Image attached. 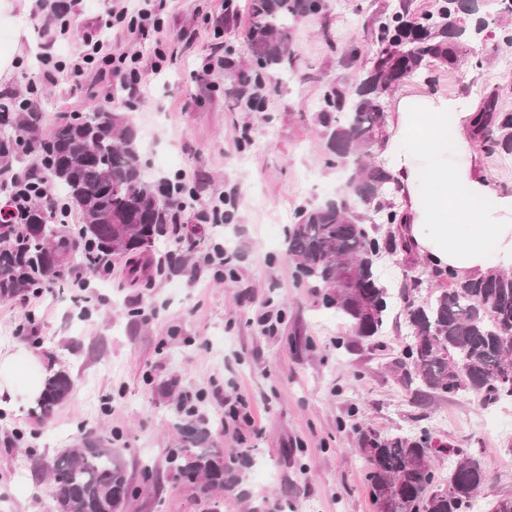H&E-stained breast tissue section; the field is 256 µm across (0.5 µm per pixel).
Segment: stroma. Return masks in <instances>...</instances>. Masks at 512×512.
Here are the masks:
<instances>
[{"instance_id":"1","label":"stroma","mask_w":512,"mask_h":512,"mask_svg":"<svg viewBox=\"0 0 512 512\" xmlns=\"http://www.w3.org/2000/svg\"><path fill=\"white\" fill-rule=\"evenodd\" d=\"M52 0H31L22 38L0 97L24 93L37 57L69 63L71 45L45 47L40 34ZM400 0H326L318 17L291 30L296 71L264 92L259 112L225 97L220 47L247 62L249 0H165L168 39L161 59L148 42L103 23L116 0H68L73 36L100 32L117 54L141 56L142 94L128 98L95 72L77 85L48 82L36 103L38 135L63 113H87L111 96L113 111L137 129L149 184L183 175L201 203L236 191L231 222L207 227L192 256L194 278L168 268L172 238L156 241L151 279L125 284L121 264L109 278L74 297L67 284L29 300H0V354H38L46 367L69 372L68 399L49 417L25 404L0 417V512H57L46 471L83 433L109 439L127 465L135 494L122 512H375L366 481L364 439L428 428L442 442L476 452L488 477L475 512L512 496V401L483 406L460 392L439 401L416 394L396 367L407 336L390 314L384 332L363 339L296 277L285 237L300 208L340 194L344 170L324 145L317 102L326 82L356 76L369 35ZM500 47L483 67L435 66L402 83V94L440 92L479 109L491 89L512 112V71ZM348 65H341V58ZM221 245L218 275L213 245ZM141 316H132V308ZM34 312L30 335L19 332ZM241 403L249 420L221 422L222 402ZM208 446L239 452L238 482L202 495L170 471L180 404Z\"/></svg>"}]
</instances>
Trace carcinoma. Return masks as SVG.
Instances as JSON below:
<instances>
[{
    "instance_id": "carcinoma-1",
    "label": "carcinoma",
    "mask_w": 512,
    "mask_h": 512,
    "mask_svg": "<svg viewBox=\"0 0 512 512\" xmlns=\"http://www.w3.org/2000/svg\"><path fill=\"white\" fill-rule=\"evenodd\" d=\"M459 0H438L436 9L418 14L406 0L371 33L370 58L361 76L329 82L321 98L318 122L325 148L343 165L347 179L342 194L320 205L303 207L288 229V255L297 278L312 288L321 303L343 317L364 338L385 329L390 294L377 275L378 259L409 252L392 225L399 223L396 187L381 165L368 161L387 135L386 108L390 93L431 65L450 69L471 53V44L456 36L465 25ZM325 0H250L251 23L245 48L254 69L246 71L224 59L225 94L254 110L262 109L256 89L277 86L274 73L294 69L288 48L290 24L317 17ZM475 136L490 156L512 153V112L498 109V93L478 111ZM35 114L22 112L11 125L0 124V161L24 154L15 132L27 133L36 154L44 159L47 188L58 189L68 210L81 222L72 228L51 216L42 204L31 206L22 224L0 222V300L22 299L33 289L65 280L78 267L98 275L125 260V274H142L139 259L155 240L170 234L177 245L174 262L193 277L187 263L198 243L180 223L189 199L171 192L169 183L151 186L143 178L137 131L122 115L108 109L66 114L44 139L35 136ZM389 228L379 233V225ZM427 289L422 303L412 293ZM407 341L398 360L406 382L418 385L428 398L469 392L483 405L512 398L503 385L512 368V273L493 270L478 279L461 280L451 269L429 268L399 291ZM69 373L49 376L35 399V412L51 415L70 395ZM184 445L168 463L175 474L202 494L238 481L230 464L217 467L224 454L200 448L204 428L176 424ZM430 431L422 437L373 435L363 448L372 502L386 494L392 512H473L487 483L479 459L461 448H430ZM448 457L452 493L421 496L439 485L436 462ZM58 512H121L130 493V478L120 452L92 434L78 448L61 454L52 467Z\"/></svg>"
}]
</instances>
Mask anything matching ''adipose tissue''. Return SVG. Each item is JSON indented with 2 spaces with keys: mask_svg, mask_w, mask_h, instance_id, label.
Listing matches in <instances>:
<instances>
[{
  "mask_svg": "<svg viewBox=\"0 0 512 512\" xmlns=\"http://www.w3.org/2000/svg\"><path fill=\"white\" fill-rule=\"evenodd\" d=\"M28 0H0V73L12 70L25 35ZM474 115L460 98L439 93L403 96L378 149L401 188L397 199L404 233L432 265L472 279L490 269H512V193L484 170L470 136ZM0 358V410L17 411L19 384L36 395L39 382H23L27 365Z\"/></svg>",
  "mask_w": 512,
  "mask_h": 512,
  "instance_id": "ef3b65f1",
  "label": "adipose tissue"
}]
</instances>
